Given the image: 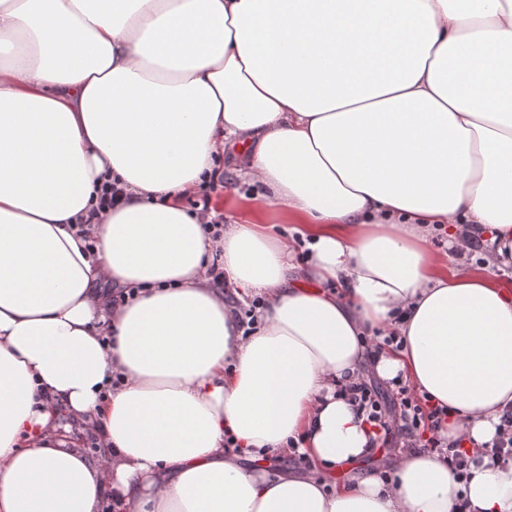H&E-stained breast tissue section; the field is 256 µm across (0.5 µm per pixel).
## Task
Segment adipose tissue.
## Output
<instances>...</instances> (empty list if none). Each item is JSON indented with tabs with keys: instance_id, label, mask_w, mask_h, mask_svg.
<instances>
[{
	"instance_id": "ef3b65f1",
	"label": "adipose tissue",
	"mask_w": 512,
	"mask_h": 512,
	"mask_svg": "<svg viewBox=\"0 0 512 512\" xmlns=\"http://www.w3.org/2000/svg\"><path fill=\"white\" fill-rule=\"evenodd\" d=\"M511 72L512 0H0V512H512L509 459L325 479L374 452L335 394L364 371L479 446L512 406ZM234 143L293 226L224 229L248 336L182 203ZM445 224L484 267L431 249ZM292 442L306 475L251 468ZM124 200V188L119 185L117 179L110 181L106 179L98 191L95 204L89 210L88 217L85 222L81 221L80 224H90L100 214L112 210L116 205Z\"/></svg>"
}]
</instances>
